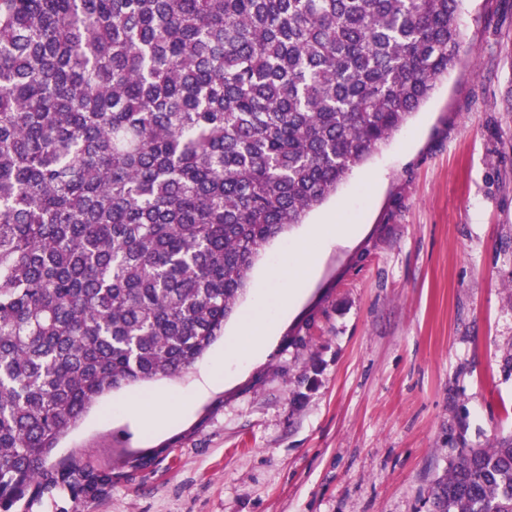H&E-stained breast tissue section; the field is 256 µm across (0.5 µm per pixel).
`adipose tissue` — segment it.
I'll list each match as a JSON object with an SVG mask.
<instances>
[{"label": "adipose tissue", "instance_id": "obj_1", "mask_svg": "<svg viewBox=\"0 0 512 512\" xmlns=\"http://www.w3.org/2000/svg\"><path fill=\"white\" fill-rule=\"evenodd\" d=\"M334 235H317L315 243L288 245L271 264L265 281L259 286L251 309L245 314L239 335L227 344L207 374L206 383H213L224 374L226 363H244L260 353L280 315L299 293V284L311 271L319 250L333 242Z\"/></svg>", "mask_w": 512, "mask_h": 512}]
</instances>
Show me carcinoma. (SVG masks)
I'll return each mask as SVG.
<instances>
[{
  "instance_id": "cac0c4a2",
  "label": "carcinoma",
  "mask_w": 512,
  "mask_h": 512,
  "mask_svg": "<svg viewBox=\"0 0 512 512\" xmlns=\"http://www.w3.org/2000/svg\"><path fill=\"white\" fill-rule=\"evenodd\" d=\"M459 0H0V512L115 473L60 438L224 334L263 247L463 51ZM435 512H512V435Z\"/></svg>"
}]
</instances>
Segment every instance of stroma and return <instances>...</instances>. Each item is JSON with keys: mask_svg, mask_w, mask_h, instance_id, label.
I'll list each match as a JSON object with an SVG mask.
<instances>
[{"mask_svg": "<svg viewBox=\"0 0 512 512\" xmlns=\"http://www.w3.org/2000/svg\"><path fill=\"white\" fill-rule=\"evenodd\" d=\"M467 51L303 223L256 260L224 336L187 371L104 394L54 457L118 478L92 501L62 493L16 512H433L450 438L512 432V0H460ZM356 225L319 256L265 350L203 377L270 260L318 226ZM189 396L145 426L130 394ZM147 453L148 467H124Z\"/></svg>", "mask_w": 512, "mask_h": 512, "instance_id": "35a3bbf8", "label": "stroma"}]
</instances>
